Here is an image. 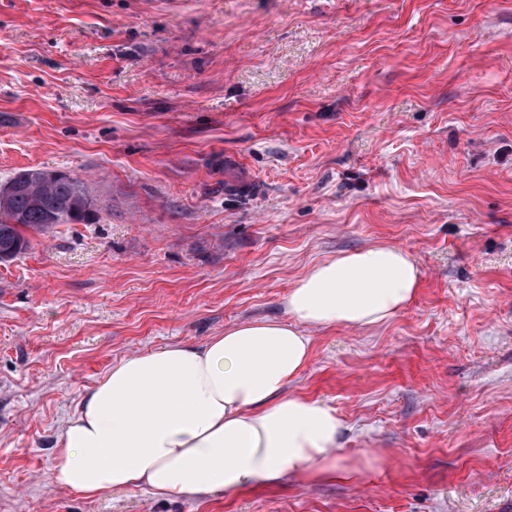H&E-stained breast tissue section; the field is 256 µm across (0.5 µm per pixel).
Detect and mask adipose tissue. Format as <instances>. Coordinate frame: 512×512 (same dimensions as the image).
<instances>
[{
  "label": "adipose tissue",
  "instance_id": "obj_1",
  "mask_svg": "<svg viewBox=\"0 0 512 512\" xmlns=\"http://www.w3.org/2000/svg\"><path fill=\"white\" fill-rule=\"evenodd\" d=\"M421 280L399 247L344 252L289 289L286 319L120 359L68 418L50 480L88 496L130 486L159 496L233 493L287 476L368 480L371 468L337 455L345 426L335 411L288 387L311 359L308 328L384 325Z\"/></svg>",
  "mask_w": 512,
  "mask_h": 512
}]
</instances>
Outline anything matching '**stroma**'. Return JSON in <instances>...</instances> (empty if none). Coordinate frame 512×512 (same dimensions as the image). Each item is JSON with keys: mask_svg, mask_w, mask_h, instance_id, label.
<instances>
[{"mask_svg": "<svg viewBox=\"0 0 512 512\" xmlns=\"http://www.w3.org/2000/svg\"><path fill=\"white\" fill-rule=\"evenodd\" d=\"M29 168L99 219L0 263V512H512V0H0V184ZM377 243L420 266L414 301L309 329L288 388L374 482L50 481L113 362L280 317Z\"/></svg>", "mask_w": 512, "mask_h": 512, "instance_id": "obj_1", "label": "stroma"}]
</instances>
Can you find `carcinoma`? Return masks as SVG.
<instances>
[{
	"label": "carcinoma",
	"instance_id": "obj_1",
	"mask_svg": "<svg viewBox=\"0 0 512 512\" xmlns=\"http://www.w3.org/2000/svg\"><path fill=\"white\" fill-rule=\"evenodd\" d=\"M0 194V261L23 253L27 233H50L58 224H92L98 209L86 183L69 173L25 169L6 182Z\"/></svg>",
	"mask_w": 512,
	"mask_h": 512
}]
</instances>
